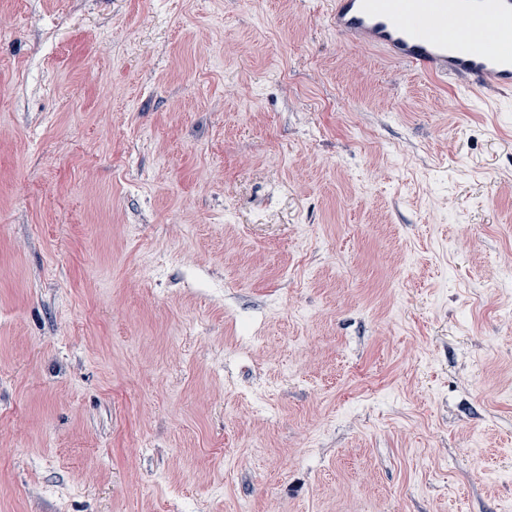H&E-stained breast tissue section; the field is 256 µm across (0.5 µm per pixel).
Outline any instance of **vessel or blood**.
Masks as SVG:
<instances>
[{"label":"vessel or blood","instance_id":"1","mask_svg":"<svg viewBox=\"0 0 512 512\" xmlns=\"http://www.w3.org/2000/svg\"><path fill=\"white\" fill-rule=\"evenodd\" d=\"M328 23L420 74L512 93V0H333Z\"/></svg>","mask_w":512,"mask_h":512}]
</instances>
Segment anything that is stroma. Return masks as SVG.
Wrapping results in <instances>:
<instances>
[{
    "instance_id": "stroma-1",
    "label": "stroma",
    "mask_w": 512,
    "mask_h": 512,
    "mask_svg": "<svg viewBox=\"0 0 512 512\" xmlns=\"http://www.w3.org/2000/svg\"><path fill=\"white\" fill-rule=\"evenodd\" d=\"M330 0H0V512H512V96Z\"/></svg>"
}]
</instances>
